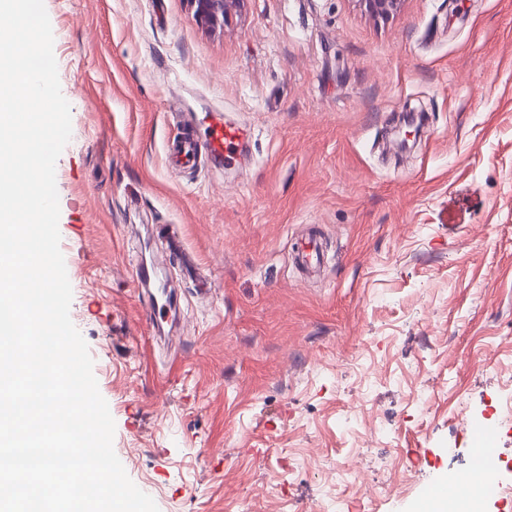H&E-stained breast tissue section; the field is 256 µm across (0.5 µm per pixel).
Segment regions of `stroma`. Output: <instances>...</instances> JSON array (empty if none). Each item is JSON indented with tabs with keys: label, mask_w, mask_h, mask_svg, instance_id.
Segmentation results:
<instances>
[{
	"label": "stroma",
	"mask_w": 512,
	"mask_h": 512,
	"mask_svg": "<svg viewBox=\"0 0 512 512\" xmlns=\"http://www.w3.org/2000/svg\"><path fill=\"white\" fill-rule=\"evenodd\" d=\"M72 136L55 167L70 318L159 512H411L469 468L454 419L512 377V0H44ZM253 133L232 167L169 166L185 116ZM421 111L410 154L383 145ZM320 267L293 261L311 225ZM176 300L145 321V252ZM377 423L359 481L325 472ZM196 22L207 32L224 29V22L244 0H185ZM371 16L388 18L400 12L404 0H358Z\"/></svg>",
	"instance_id": "1"
}]
</instances>
